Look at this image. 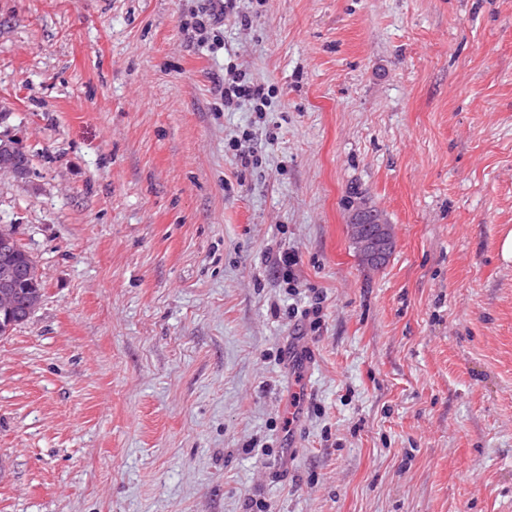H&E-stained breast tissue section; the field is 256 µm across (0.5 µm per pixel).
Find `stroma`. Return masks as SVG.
I'll list each match as a JSON object with an SVG mask.
<instances>
[{
	"label": "stroma",
	"mask_w": 512,
	"mask_h": 512,
	"mask_svg": "<svg viewBox=\"0 0 512 512\" xmlns=\"http://www.w3.org/2000/svg\"><path fill=\"white\" fill-rule=\"evenodd\" d=\"M207 5L0 0V512H512V0ZM212 2L211 8L202 11L199 16L197 26L198 29L206 30L207 27L217 25L221 20L233 14H239L237 12V0H210ZM268 91L262 84L246 81L244 77L232 76L224 79V105L231 107L241 103L253 104L256 112H265V108L270 106L268 102ZM27 154L13 139H0V171L12 174L17 179H23L27 167ZM349 228L354 246L367 261L381 260L393 246L389 224H383L373 212L368 217L355 219ZM15 239H17V237L12 233L10 228L7 225H1L0 253L2 254V260L0 261V313L10 316L15 307L16 311L13 318L7 322H4L3 314L1 315L0 339L11 336L18 327L27 323L31 318L32 315L26 320H24L23 317L18 316V314H22L23 312L24 302L28 295L43 291L41 297H44V288L42 283L38 284V288H29L27 282H22L18 288L20 280L24 277L22 276L23 272H21L11 261ZM12 258L19 268H28L33 264H35V266L37 265L32 255L26 250L19 240L14 249ZM17 288L19 289L20 295L19 300L16 303L18 299ZM39 304L40 299L38 296H33L25 302L26 309L31 314L34 313Z\"/></svg>",
	"instance_id": "stroma-1"
}]
</instances>
